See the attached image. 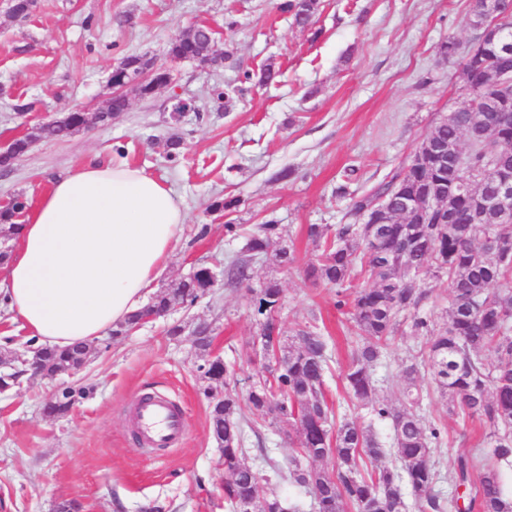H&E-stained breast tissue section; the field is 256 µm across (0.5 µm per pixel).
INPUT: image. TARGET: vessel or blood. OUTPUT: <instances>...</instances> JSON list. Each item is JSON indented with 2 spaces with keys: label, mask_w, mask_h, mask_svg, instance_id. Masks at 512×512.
I'll list each match as a JSON object with an SVG mask.
<instances>
[{
  "label": "vessel or blood",
  "mask_w": 512,
  "mask_h": 512,
  "mask_svg": "<svg viewBox=\"0 0 512 512\" xmlns=\"http://www.w3.org/2000/svg\"><path fill=\"white\" fill-rule=\"evenodd\" d=\"M131 413L142 447L168 448L178 443L185 433L181 410L165 396L136 397Z\"/></svg>",
  "instance_id": "vessel-or-blood-1"
}]
</instances>
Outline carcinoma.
I'll return each mask as SVG.
<instances>
[{
    "label": "carcinoma",
    "mask_w": 512,
    "mask_h": 512,
    "mask_svg": "<svg viewBox=\"0 0 512 512\" xmlns=\"http://www.w3.org/2000/svg\"><path fill=\"white\" fill-rule=\"evenodd\" d=\"M501 34L512 42V0H497ZM319 0H281L278 8L303 29L313 26ZM214 33L199 26L190 35L176 38L169 55L178 60L198 61L216 71L230 59L226 50H214ZM445 59H465L467 54L493 60L496 68L512 76V54L500 51L496 43L476 37L467 48L454 38L440 45ZM142 66L155 67L144 55L120 59L112 68L116 85L128 82L130 73ZM276 76L270 64L260 74L246 71L241 82L266 84ZM126 96H113L108 117L127 109ZM88 123L83 112L34 128L40 139L67 137ZM426 138L432 142H468L461 152L463 164L478 173L467 195L458 192L452 161L440 165L429 161L421 171L401 166L370 193L357 195L345 184L336 188L338 198H347L353 224H309L308 240L318 249L305 277L334 290L336 309L349 316L357 340L342 383L349 401L370 409L373 419L388 420L391 435L380 437L372 424L340 417L325 396V376L333 362L332 337L302 329L285 336L272 313L282 300V288L275 279L260 289L258 312L265 316L253 345L278 350L271 361L262 359L257 380L243 394L236 389L235 365L208 358L209 332L196 344L206 357L204 376L224 384L221 399L207 386L203 395L210 408V430L222 441L224 457V501L229 512H302L297 499L267 495L262 491L263 475L245 464L246 430L256 431L240 415L247 406L252 415L269 425L288 428V439L296 444V455L288 459V470L272 465L273 472L304 488L313 499L316 512H512V223L503 224L497 213L485 205L496 183L512 181V159L491 168L496 147L512 140V108L475 120L473 112H450L437 120ZM29 136L17 138L10 153L0 155V169L9 171L28 151ZM427 180L439 199V208L420 223L417 211L405 208L406 199ZM26 208L18 197L0 210V232L17 234V213ZM274 258L281 265L293 262L279 225L272 221L258 225L235 258L224 266V278L243 283L250 279L252 262ZM430 275L449 288L448 319L443 325L419 315V308L431 291L424 276ZM364 277L369 287L353 285ZM216 287L209 268H199L191 277L158 294L147 305L112 329V337L127 335L146 318L166 315L177 307L197 302ZM412 316L415 336L427 337L426 345L399 370L404 380L403 407L395 409L376 399L374 371L381 364L389 341L400 327V316ZM94 350L90 343L69 348L40 347V363L51 376L60 366L79 363ZM428 380L448 397V411L462 421H479L491 448L484 457L456 459L448 481L463 490L445 499L434 492L439 472L434 452L444 444L442 428L426 422L419 381ZM85 391L66 388L49 400L44 413L49 418L67 414ZM326 461L331 468H318Z\"/></svg>",
    "instance_id": "obj_1"
}]
</instances>
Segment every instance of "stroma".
Masks as SVG:
<instances>
[{"label":"stroma","mask_w":512,"mask_h":512,"mask_svg":"<svg viewBox=\"0 0 512 512\" xmlns=\"http://www.w3.org/2000/svg\"><path fill=\"white\" fill-rule=\"evenodd\" d=\"M278 0H37L34 17H12L0 0V142L27 126L65 113H94L112 89L108 79L120 58L147 55L169 67L171 86L143 98L106 126L91 124L63 140L37 142L10 173L0 172V208L16 197L35 205L52 183L80 167L126 164L170 187L181 199L186 221L167 268L154 283L162 290L197 267L223 276L224 266L256 225L276 221L295 262L284 267L255 261L251 277L237 286L218 285L194 305L152 320L128 336L97 338V352L79 369L58 375L24 374L0 393V512H55L74 500L81 512H140L159 504L164 512H228L224 460L209 430L207 385L190 334L201 322L213 328V354L234 362L238 387L255 380L253 345L263 317L256 298L267 279L283 289L275 315L284 335L318 328L344 338L326 379L339 416L366 417L365 408L345 401L341 374L356 330L336 310L330 288L306 280L304 269L317 251L305 234L309 224L346 223L340 184L369 193L406 163L442 115L461 97L464 85L455 62L439 55L455 37L473 42L470 0H320L313 30L293 25ZM234 28H226V21ZM208 24L216 51L234 54L236 67L217 73L175 60L170 43L187 29ZM274 64L278 81L245 84L228 110L214 111L207 88L235 82L239 70ZM188 111L170 121L177 103ZM29 104L18 113L16 105ZM184 148L167 155L169 138ZM358 169L346 182L344 171ZM240 198L232 211L212 202ZM238 224L240 236L226 233ZM184 332L168 336L170 325ZM403 316L385 363L375 371L380 399L396 406L402 383L399 364L424 345ZM86 387L67 416L45 418L43 403L65 387ZM155 392L169 397L187 421L184 439L161 452L143 453L133 440L131 399ZM427 403L430 420L444 430L435 457L441 477L436 492H449L447 475L458 456L486 450L478 422L449 414L438 393ZM245 462L265 474V492L291 497L298 488L272 475L295 452L287 434L262 425L249 437Z\"/></svg>","instance_id":"obj_1"}]
</instances>
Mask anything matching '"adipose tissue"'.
I'll use <instances>...</instances> for the list:
<instances>
[{
    "instance_id": "1",
    "label": "adipose tissue",
    "mask_w": 512,
    "mask_h": 512,
    "mask_svg": "<svg viewBox=\"0 0 512 512\" xmlns=\"http://www.w3.org/2000/svg\"><path fill=\"white\" fill-rule=\"evenodd\" d=\"M184 221L172 189L143 170L79 169L28 214L0 291L40 344L93 340L139 308Z\"/></svg>"
}]
</instances>
